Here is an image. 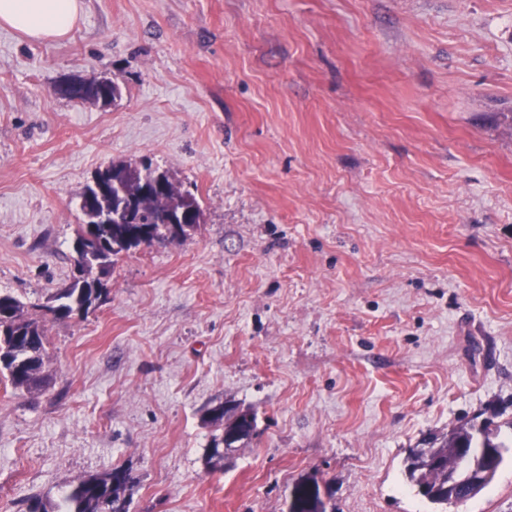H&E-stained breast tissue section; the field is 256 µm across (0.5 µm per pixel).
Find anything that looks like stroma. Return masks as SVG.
<instances>
[{
    "label": "stroma",
    "instance_id": "obj_1",
    "mask_svg": "<svg viewBox=\"0 0 512 512\" xmlns=\"http://www.w3.org/2000/svg\"><path fill=\"white\" fill-rule=\"evenodd\" d=\"M145 158L202 224L43 315L85 186ZM0 293L48 356L40 391L0 377V512L122 465L129 512H287L307 477L327 512H432L408 448L512 404V0H83L65 39L0 28ZM225 400L257 432L214 472ZM448 512H512V464ZM119 96V87L114 83L111 84V80L108 83H101L99 78H93L85 79L81 93L63 97L78 103L99 105L100 100L111 99L113 103Z\"/></svg>",
    "mask_w": 512,
    "mask_h": 512
}]
</instances>
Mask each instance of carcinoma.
<instances>
[{"instance_id":"cac0c4a2","label":"carcinoma","mask_w":512,"mask_h":512,"mask_svg":"<svg viewBox=\"0 0 512 512\" xmlns=\"http://www.w3.org/2000/svg\"><path fill=\"white\" fill-rule=\"evenodd\" d=\"M119 87L114 83H101L87 79L83 91L67 99L83 104L97 105L101 100H116ZM112 209L110 224L79 225L76 238H81L90 228L106 242L103 251L92 258L81 270V277L54 295V305L46 310L56 320H64L75 313L86 312L107 295L103 278L112 270V257L122 251L140 246H151L174 240L163 221L183 206L195 212L201 207L195 196L173 183L163 194L146 195L141 189V178L129 179L112 188V197L106 199ZM130 209L140 219L152 226L150 236L136 240L130 236L129 225L119 223L124 210ZM46 335L41 322L25 311V304L11 294H0V371L5 372L12 385L28 392L40 389L46 380L43 374ZM506 409L493 407L481 423L466 422L445 434H431L423 439L422 446L408 449L404 459V475L417 495L438 507L457 505L475 498L493 481L498 470L507 460L509 444L503 439V430L512 431V418L501 419ZM220 437L212 438L205 455L209 470L223 469L222 458L216 453ZM485 448L488 461L481 464L480 477L475 482L461 485L448 484V466L455 463L459 449ZM135 486L130 470L117 466L80 479L65 497L63 512H128L131 491Z\"/></svg>"}]
</instances>
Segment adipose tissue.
<instances>
[{
	"instance_id": "ef3b65f1",
	"label": "adipose tissue",
	"mask_w": 512,
	"mask_h": 512,
	"mask_svg": "<svg viewBox=\"0 0 512 512\" xmlns=\"http://www.w3.org/2000/svg\"><path fill=\"white\" fill-rule=\"evenodd\" d=\"M82 0H0V27L37 41L60 40L73 30Z\"/></svg>"
}]
</instances>
